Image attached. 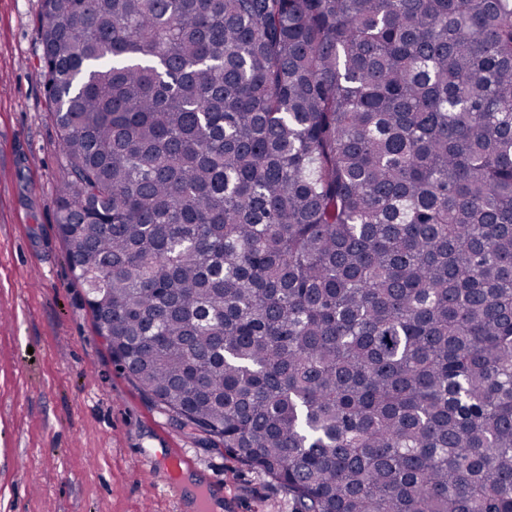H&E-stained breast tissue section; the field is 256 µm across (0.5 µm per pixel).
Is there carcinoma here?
Here are the masks:
<instances>
[{"instance_id":"carcinoma-1","label":"carcinoma","mask_w":512,"mask_h":512,"mask_svg":"<svg viewBox=\"0 0 512 512\" xmlns=\"http://www.w3.org/2000/svg\"><path fill=\"white\" fill-rule=\"evenodd\" d=\"M40 40L141 392L291 512H512V0H43Z\"/></svg>"}]
</instances>
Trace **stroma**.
<instances>
[{
    "label": "stroma",
    "instance_id": "35a3bbf8",
    "mask_svg": "<svg viewBox=\"0 0 512 512\" xmlns=\"http://www.w3.org/2000/svg\"><path fill=\"white\" fill-rule=\"evenodd\" d=\"M41 13L0 0V512H195L170 453L223 512H291L284 489L151 403L98 336L56 224Z\"/></svg>",
    "mask_w": 512,
    "mask_h": 512
}]
</instances>
